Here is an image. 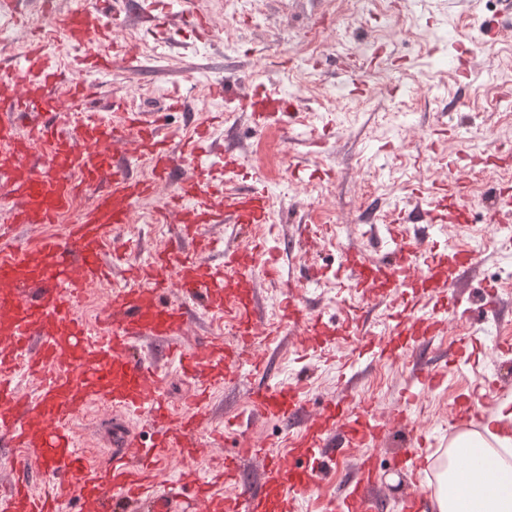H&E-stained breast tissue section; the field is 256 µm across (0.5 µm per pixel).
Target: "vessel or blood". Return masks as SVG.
<instances>
[{
  "label": "vessel or blood",
  "instance_id": "1",
  "mask_svg": "<svg viewBox=\"0 0 512 512\" xmlns=\"http://www.w3.org/2000/svg\"><path fill=\"white\" fill-rule=\"evenodd\" d=\"M42 7L63 39L78 45L91 38L109 42L112 55L130 56V49L113 43L108 22L92 21L79 10L57 12L53 0H42ZM9 83L11 92H0V188H6L11 202L10 221L0 225V443L23 449L26 458L0 488V512H65V496L55 484L33 491L25 464L29 458L51 471L70 473L87 512H295L299 496L312 491L322 475L306 462L310 449L323 447L334 431L352 446L384 437L369 405L353 396L324 402L312 417L303 383L263 384L253 389L248 411L239 414V427L251 430L256 419L265 418L300 431L289 441L292 457L269 458L262 487H254L239 465L241 457L266 452L265 442L251 437L225 450L223 466L207 477L191 469L175 481L158 483L157 471L171 451L196 462L224 442L208 431L197 411L172 407L160 391L158 370L140 356L139 343L180 335L190 324L193 305L233 320L236 342L170 352L179 371L195 380V397L201 400L214 387L233 384L242 363L262 370L265 357L256 346L285 328L319 335L318 319L299 300L295 283L283 280L289 293L280 322L260 327L254 275L282 280L278 257L263 243L248 251L225 245L219 268L197 260V253L214 247L202 235L203 225H224L236 237L266 223L268 209V194L258 186L228 192L239 163L231 155L214 159L207 124H197L192 136L180 139L158 112H128L120 122L106 121L91 110L98 87L68 80L42 43L11 66ZM62 83L68 86L64 99L56 93ZM66 104L79 117L60 130L50 119ZM29 111L41 119L20 130ZM129 147L151 161L153 180L135 179L117 166V155ZM181 165L192 169V178L157 211L160 223L175 224L176 238L150 263L132 270L136 287L111 293L98 334L89 335L76 311L88 290L107 278L104 256L116 230L128 223L135 204ZM82 187L94 189L92 203L64 236L40 240L33 252L8 245L17 228L51 224L69 212ZM388 233L392 248L382 262L349 252L340 270L353 287L384 289L391 301L415 291V304L394 333L403 341H434L445 335L448 319L430 310L429 302L447 296L473 254L454 244L445 252L427 253L400 226ZM171 289L179 301L167 300ZM22 377L35 381L36 395L20 392ZM486 401L480 393L461 398L460 422L478 423ZM94 403L111 405L123 417L112 426L111 453L97 462L80 450L73 431L74 421ZM130 417L146 418L148 439L126 426ZM227 484L235 486V493L221 494Z\"/></svg>",
  "mask_w": 512,
  "mask_h": 512
}]
</instances>
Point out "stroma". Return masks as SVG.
Masks as SVG:
<instances>
[{
  "instance_id": "stroma-1",
  "label": "stroma",
  "mask_w": 512,
  "mask_h": 512,
  "mask_svg": "<svg viewBox=\"0 0 512 512\" xmlns=\"http://www.w3.org/2000/svg\"><path fill=\"white\" fill-rule=\"evenodd\" d=\"M108 0L107 17L117 41L134 31L141 44L133 62H116L109 71H83L73 78L98 85L108 120L123 110L163 112L168 127L187 131L200 118H214L212 150L231 153L248 180H261L269 200V220L242 247L262 241L278 253L284 275L303 281L309 264L320 265L322 280L302 291V301L318 314L326 336L307 346L298 332L272 343L269 371H243L232 385L213 390L200 409L211 427L247 405L258 383L303 380L312 406L341 392L369 401L387 428L376 447L377 512H402L405 494L427 481V470L395 464L410 447L406 432L392 425L400 393L429 368L445 371L443 384L408 406L415 427L445 445L459 395L484 378L499 377L492 407L512 399V351L496 342L512 338V237L488 227L473 213L464 228L430 223L426 212L433 192L448 176L478 200L497 186L512 184V168L482 171L480 154H512V27L503 0H400L391 10L381 0L370 13L356 0H240V21L224 26V0ZM210 22L200 37L190 15ZM502 24L494 52L472 61L471 77L457 67L462 47L484 39L487 27ZM240 91L257 88L283 100L282 124L256 127L238 100L216 98L213 84ZM180 86L184 99L171 108L166 93ZM187 175L159 183L153 195L134 207L138 223L121 228L117 245L125 254L110 280L90 289L78 315L99 330L101 308L112 289L134 287L128 269L141 266L169 240L172 227L156 221L166 196ZM401 223L425 246L442 250L456 241L472 250L474 264L462 272L450 299L446 335L430 344L406 347L402 360L373 362L359 357V339L344 335L348 317H364L374 336L389 334L395 310L386 302L360 297L336 275L346 251L356 249L377 261L390 249L386 227ZM320 233L301 237V225ZM112 407L95 404L75 423L89 460L112 450ZM336 464L322 475L318 491L302 496L298 512H334L354 487L365 451L348 448L341 435L328 439Z\"/></svg>"
}]
</instances>
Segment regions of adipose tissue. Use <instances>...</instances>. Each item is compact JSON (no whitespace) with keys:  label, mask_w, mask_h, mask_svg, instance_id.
<instances>
[{"label":"adipose tissue","mask_w":512,"mask_h":512,"mask_svg":"<svg viewBox=\"0 0 512 512\" xmlns=\"http://www.w3.org/2000/svg\"><path fill=\"white\" fill-rule=\"evenodd\" d=\"M506 418L504 410H497L486 416L481 431H463L451 440L454 448L480 449L481 457L467 467L450 463L439 473L431 512H512V464L499 454L512 447V438L502 433ZM491 466L497 471L492 478L486 475Z\"/></svg>","instance_id":"1"}]
</instances>
